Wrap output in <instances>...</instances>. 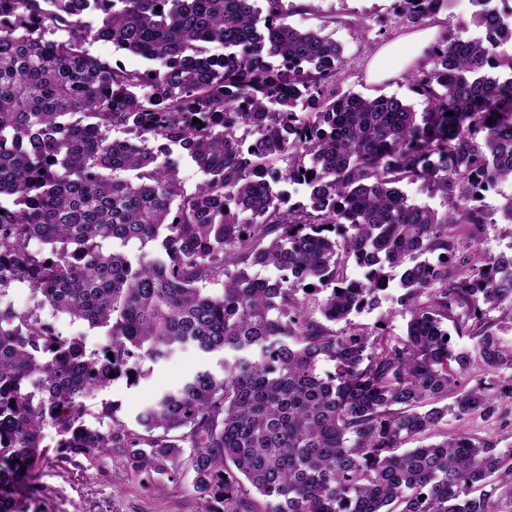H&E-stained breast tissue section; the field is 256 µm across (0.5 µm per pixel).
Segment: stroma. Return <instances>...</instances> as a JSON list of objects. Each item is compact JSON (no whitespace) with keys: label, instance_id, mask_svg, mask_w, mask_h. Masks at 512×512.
<instances>
[{"label":"stroma","instance_id":"1","mask_svg":"<svg viewBox=\"0 0 512 512\" xmlns=\"http://www.w3.org/2000/svg\"><path fill=\"white\" fill-rule=\"evenodd\" d=\"M285 5L290 24L300 29H325L342 45V90L366 97L394 94L414 110H421L420 99L400 79L379 85L368 80L373 56L383 46L409 35L394 12V0H285ZM7 299L17 312L40 315L51 321L60 334L79 339L87 350L99 349L108 340L106 328H92L87 322L66 315L51 316L48 309L41 307L40 296L32 288L9 289ZM217 362V356L192 348L158 363L143 361V376L137 383L117 379L87 401L85 421L108 427L117 420L134 426L136 415L157 393L178 385L197 369L216 368ZM438 431L448 435L465 433L478 441L490 439L499 447H510L512 403L502 402L498 414L491 418L477 414L449 418ZM57 440L55 429L47 428L44 443L48 453L39 464L38 480L28 499L29 512H212L214 508L213 503L194 491L190 473L161 479L147 489L120 451L64 462L55 452Z\"/></svg>","mask_w":512,"mask_h":512}]
</instances>
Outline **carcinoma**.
Segmentation results:
<instances>
[{
	"mask_svg": "<svg viewBox=\"0 0 512 512\" xmlns=\"http://www.w3.org/2000/svg\"><path fill=\"white\" fill-rule=\"evenodd\" d=\"M472 2L476 33L402 76L417 112L342 91V46L288 24L283 0H0V512H27L49 426L63 460L117 448L147 488L189 469L222 512H512V448L458 433L398 452L512 399V378L463 384L471 352L446 339L464 308L485 365L512 367L490 319L512 317V255L476 262L452 233L496 223L484 193L512 181V0ZM447 3L396 10L417 29ZM174 147L204 175L190 192L161 160ZM159 237V256L124 252ZM16 282L108 343L17 313ZM393 285L399 340L352 320ZM186 348L220 371L160 393L135 429L85 424V399ZM84 47L88 52L94 56L120 60L122 64L129 68H137L144 70L151 66V63L142 59L141 57L134 56L129 53H122L115 51L111 42L104 40H91L87 41Z\"/></svg>",
	"mask_w": 512,
	"mask_h": 512,
	"instance_id": "1",
	"label": "carcinoma"
}]
</instances>
